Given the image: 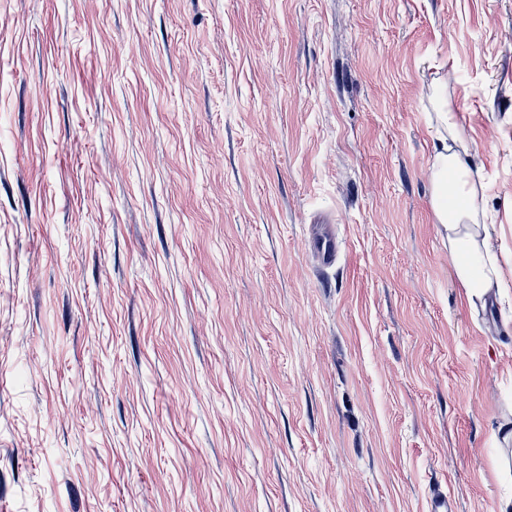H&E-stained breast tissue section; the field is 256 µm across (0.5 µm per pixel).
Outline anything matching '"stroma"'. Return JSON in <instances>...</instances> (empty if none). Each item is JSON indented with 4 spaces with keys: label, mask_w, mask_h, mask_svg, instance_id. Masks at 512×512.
<instances>
[{
    "label": "stroma",
    "mask_w": 512,
    "mask_h": 512,
    "mask_svg": "<svg viewBox=\"0 0 512 512\" xmlns=\"http://www.w3.org/2000/svg\"><path fill=\"white\" fill-rule=\"evenodd\" d=\"M511 421L512 0H0V512H502ZM448 112V139L439 138L430 172L434 183L432 211L436 224L447 232L448 252L453 259L457 280L465 288L469 304L485 308L487 295L504 288L502 269L491 243L490 224H481L485 185L476 181L464 156L468 150L461 144ZM458 144L462 153L455 150ZM452 197L461 200L450 205ZM476 259L477 264L473 262ZM335 220L324 214L315 216L308 224L306 248L317 267L336 265L340 253V241Z\"/></svg>",
    "instance_id": "stroma-1"
}]
</instances>
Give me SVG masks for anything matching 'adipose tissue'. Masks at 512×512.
I'll return each instance as SVG.
<instances>
[{"instance_id":"ef3b65f1","label":"adipose tissue","mask_w":512,"mask_h":512,"mask_svg":"<svg viewBox=\"0 0 512 512\" xmlns=\"http://www.w3.org/2000/svg\"><path fill=\"white\" fill-rule=\"evenodd\" d=\"M456 130L440 138L430 172L434 183L432 211L447 233L448 251L457 280L471 306H485L487 296L502 290V269L491 243L489 225L480 220L485 186L475 180L458 151Z\"/></svg>"}]
</instances>
